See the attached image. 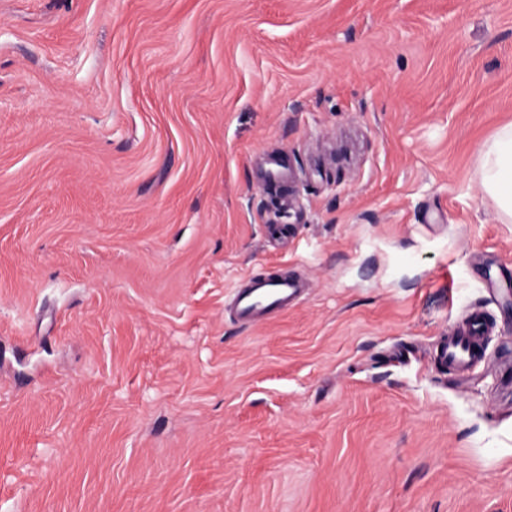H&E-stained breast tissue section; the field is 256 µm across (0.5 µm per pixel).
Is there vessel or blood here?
<instances>
[{
  "label": "vessel or blood",
  "mask_w": 512,
  "mask_h": 512,
  "mask_svg": "<svg viewBox=\"0 0 512 512\" xmlns=\"http://www.w3.org/2000/svg\"><path fill=\"white\" fill-rule=\"evenodd\" d=\"M300 282L282 276L255 277L237 292V311L245 322L258 321L264 311L284 309L294 301ZM486 329L483 316H472L465 330L453 332L440 350V358L456 372L468 371L479 360L477 343Z\"/></svg>",
  "instance_id": "obj_1"
}]
</instances>
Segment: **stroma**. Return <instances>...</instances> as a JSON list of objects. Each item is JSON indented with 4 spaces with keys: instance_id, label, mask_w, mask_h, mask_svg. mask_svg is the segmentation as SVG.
<instances>
[{
    "instance_id": "1",
    "label": "stroma",
    "mask_w": 512,
    "mask_h": 512,
    "mask_svg": "<svg viewBox=\"0 0 512 512\" xmlns=\"http://www.w3.org/2000/svg\"><path fill=\"white\" fill-rule=\"evenodd\" d=\"M511 123L512 0H0V512H512ZM483 190L496 202L501 217L512 222V125L500 129L481 154ZM301 288L305 286L288 277L252 278L237 292L238 315L245 322L258 321L264 311L288 308ZM486 329L485 319L481 315L472 316L465 330L455 331L441 347L440 358L448 368L465 373L479 361L478 340Z\"/></svg>"
}]
</instances>
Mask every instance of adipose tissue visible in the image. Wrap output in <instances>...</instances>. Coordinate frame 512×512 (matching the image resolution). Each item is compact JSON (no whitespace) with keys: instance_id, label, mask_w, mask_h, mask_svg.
<instances>
[{"instance_id":"adipose-tissue-1","label":"adipose tissue","mask_w":512,"mask_h":512,"mask_svg":"<svg viewBox=\"0 0 512 512\" xmlns=\"http://www.w3.org/2000/svg\"><path fill=\"white\" fill-rule=\"evenodd\" d=\"M483 190L496 202L502 218L512 222V125L500 129L482 152Z\"/></svg>"}]
</instances>
